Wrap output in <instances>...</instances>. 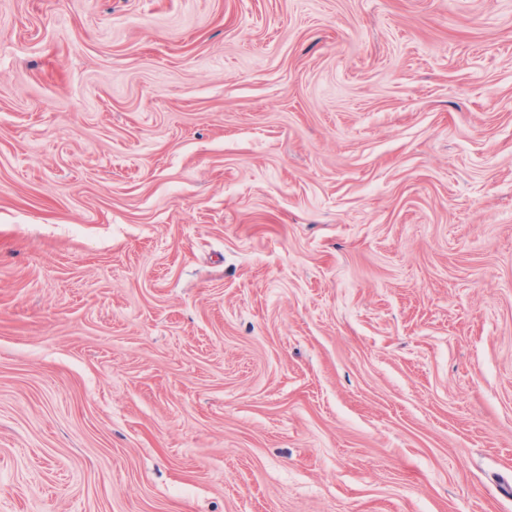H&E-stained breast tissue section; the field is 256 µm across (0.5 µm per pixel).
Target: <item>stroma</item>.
Returning <instances> with one entry per match:
<instances>
[{"mask_svg":"<svg viewBox=\"0 0 512 512\" xmlns=\"http://www.w3.org/2000/svg\"><path fill=\"white\" fill-rule=\"evenodd\" d=\"M0 512H512V0H0Z\"/></svg>","mask_w":512,"mask_h":512,"instance_id":"obj_1","label":"stroma"}]
</instances>
